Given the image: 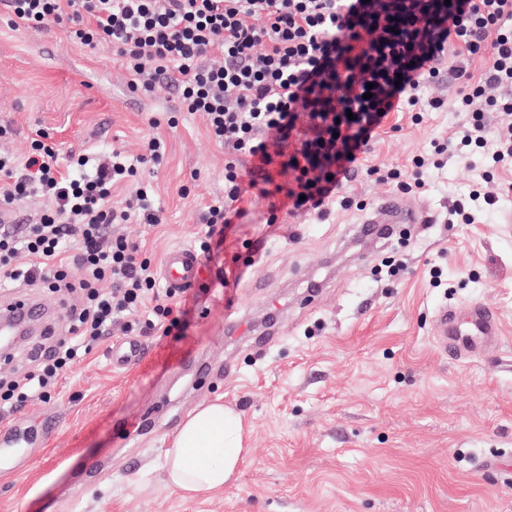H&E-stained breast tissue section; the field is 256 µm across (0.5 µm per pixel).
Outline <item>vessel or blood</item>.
I'll return each mask as SVG.
<instances>
[{"label":"vessel or blood","mask_w":512,"mask_h":512,"mask_svg":"<svg viewBox=\"0 0 512 512\" xmlns=\"http://www.w3.org/2000/svg\"><path fill=\"white\" fill-rule=\"evenodd\" d=\"M370 224H414L417 216L405 209L399 201L389 200L367 215ZM204 259L190 247H175L163 257L159 276L167 288L181 291L195 285L201 275ZM52 312L40 300L8 294L0 297V335L12 337L19 326L35 320L46 324ZM436 343L449 358L462 360L475 357L488 345L500 339V326L496 310L484 303L469 305L466 315H459L456 307L444 305L435 313ZM144 349L134 339L124 341L113 351V359L120 366L137 364ZM61 421L58 415L44 414L39 423L38 435L26 431L21 419L0 430V476L20 472L29 462L34 448L41 440L54 436Z\"/></svg>","instance_id":"1"}]
</instances>
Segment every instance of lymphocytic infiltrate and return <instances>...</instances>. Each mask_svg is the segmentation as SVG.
<instances>
[{
	"label": "lymphocytic infiltrate",
	"instance_id": "1",
	"mask_svg": "<svg viewBox=\"0 0 512 512\" xmlns=\"http://www.w3.org/2000/svg\"><path fill=\"white\" fill-rule=\"evenodd\" d=\"M15 25L69 23L84 46L112 43L132 90L160 81L178 90L183 109L200 113L207 134L234 154L224 168V195L204 215L211 252L242 218L247 188L273 184L290 212L320 213L336 201L344 178L389 115L442 108L420 91L439 79L449 49L484 59L480 78L455 71L454 96L467 121L456 139L434 142V155L468 158L485 152L492 170H512V98L487 87L512 88V0H5ZM263 53H254L256 44ZM218 53L223 63H209ZM499 132L488 143L486 113ZM166 143L144 138L137 163L121 153L90 163L78 156L61 171L53 147L33 141L25 162L0 154V201L37 195L47 203L39 223L22 234L0 226V288L17 281L77 295L68 305L70 333L56 336L37 366L0 387V408L30 398L50 399L59 377L109 335L115 318L140 313L142 333L177 326L183 301L159 288L150 260L111 225L161 215L146 186L126 206L112 208L115 185L135 181L138 163L161 164ZM252 159L263 180H244L235 160ZM287 175L274 184V173ZM82 269L71 277L66 255ZM112 280L114 290L101 287Z\"/></svg>",
	"mask_w": 512,
	"mask_h": 512
}]
</instances>
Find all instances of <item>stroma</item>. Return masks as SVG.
I'll return each instance as SVG.
<instances>
[{
  "label": "stroma",
  "instance_id": "35a3bbf8",
  "mask_svg": "<svg viewBox=\"0 0 512 512\" xmlns=\"http://www.w3.org/2000/svg\"><path fill=\"white\" fill-rule=\"evenodd\" d=\"M460 65L477 77L484 62L446 56L423 92L444 107L391 114L366 164L410 170L458 131ZM128 83L111 44L15 26L0 4V152L25 155L41 133L63 161L134 156L157 120L166 157L140 175L162 221L112 227L157 266L203 236L232 156L200 114L181 111L174 87L141 94ZM482 172L481 157L451 158L411 193L362 173L346 186L351 206L322 217L272 209L251 190L190 289L188 315L170 334L141 337L136 369L112 361L129 337L120 320L50 401L21 405L28 427L46 412L61 427L29 469L0 479V512H512V196L480 223L448 221ZM388 197L420 223L366 237L359 203ZM391 257L406 263L399 276L380 271ZM474 302L498 311L501 340L450 359L435 342V312ZM216 400L241 416L244 459L223 493L188 500L168 485L163 450ZM92 457L88 478L80 467Z\"/></svg>",
  "mask_w": 512,
  "mask_h": 512
}]
</instances>
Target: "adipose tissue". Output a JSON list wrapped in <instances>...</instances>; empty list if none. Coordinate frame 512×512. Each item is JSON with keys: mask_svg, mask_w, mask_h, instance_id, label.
<instances>
[{"mask_svg": "<svg viewBox=\"0 0 512 512\" xmlns=\"http://www.w3.org/2000/svg\"><path fill=\"white\" fill-rule=\"evenodd\" d=\"M237 413L216 402L189 415L165 451L167 482L185 496L223 491L241 463Z\"/></svg>", "mask_w": 512, "mask_h": 512, "instance_id": "adipose-tissue-1", "label": "adipose tissue"}]
</instances>
